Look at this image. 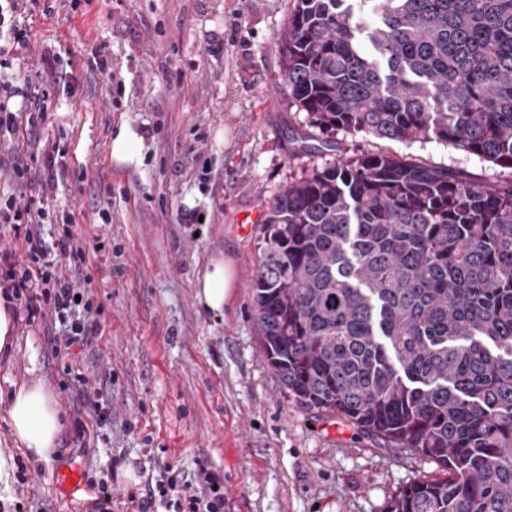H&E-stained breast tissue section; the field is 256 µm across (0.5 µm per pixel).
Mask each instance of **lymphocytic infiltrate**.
I'll return each instance as SVG.
<instances>
[{
    "mask_svg": "<svg viewBox=\"0 0 512 512\" xmlns=\"http://www.w3.org/2000/svg\"><path fill=\"white\" fill-rule=\"evenodd\" d=\"M27 3L28 0H0V58L16 62L11 74H0V130H14L19 114L27 111L29 103L45 98L48 86L55 82L51 72L40 80H33L25 67L29 40L18 17L25 12ZM45 168L40 197L29 198L21 204L16 195L0 193V224L22 227L26 244V258L22 261L14 252L0 251V275L11 281L14 289L25 290L20 310L27 323L50 314L65 326V340L56 346L54 354L68 358L73 347L88 345L92 336L100 333L101 324L94 318L89 303L77 300V290L72 283L61 279L55 271L62 258L71 268L81 269L88 257L86 242L71 231L53 245L42 241L40 226L45 206L56 191L59 179L66 174L65 169L56 168L54 153L50 150L45 153ZM200 475L201 486H181L170 465L159 466L155 489L142 498L139 512H155L160 501L173 507L174 512H224L223 477L205 468Z\"/></svg>",
    "mask_w": 512,
    "mask_h": 512,
    "instance_id": "1",
    "label": "lymphocytic infiltrate"
}]
</instances>
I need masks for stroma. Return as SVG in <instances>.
Wrapping results in <instances>:
<instances>
[{
  "mask_svg": "<svg viewBox=\"0 0 512 512\" xmlns=\"http://www.w3.org/2000/svg\"><path fill=\"white\" fill-rule=\"evenodd\" d=\"M295 0H56L50 17L26 14L28 70L65 62L44 120L0 133V188L42 194L12 159L39 170L59 148L67 174L41 226L55 240L65 216L98 239L82 272H59L100 311V336L76 358L51 350L58 326L16 322L0 356V449L25 478L0 512H138L170 464L196 483L200 467L224 477V512H384L413 480L439 478L432 461L310 410L289 397L258 339L250 280L273 198L314 170L380 153L455 171L487 186L512 169L435 137L378 139L326 132L285 86L277 36ZM141 138V166L112 157L121 128ZM231 259L234 289L222 311L196 298L203 269ZM39 379L68 426L58 456L33 462L14 445L7 411L20 385ZM108 402L100 424L95 405ZM84 473L64 492L57 476ZM134 479H127L126 470ZM107 481L100 494L99 481Z\"/></svg>",
  "mask_w": 512,
  "mask_h": 512,
  "instance_id": "35a3bbf8",
  "label": "stroma"
}]
</instances>
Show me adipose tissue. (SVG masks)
Masks as SVG:
<instances>
[{"label": "adipose tissue", "mask_w": 512, "mask_h": 512, "mask_svg": "<svg viewBox=\"0 0 512 512\" xmlns=\"http://www.w3.org/2000/svg\"><path fill=\"white\" fill-rule=\"evenodd\" d=\"M233 285L230 263L216 261L198 282L197 299L210 310H222ZM8 420L17 441L32 460H48L61 444L64 422L49 392L31 382L16 388L10 398Z\"/></svg>", "instance_id": "1"}]
</instances>
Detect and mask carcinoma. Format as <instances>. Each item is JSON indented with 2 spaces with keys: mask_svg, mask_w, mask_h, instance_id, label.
<instances>
[{
  "mask_svg": "<svg viewBox=\"0 0 512 512\" xmlns=\"http://www.w3.org/2000/svg\"><path fill=\"white\" fill-rule=\"evenodd\" d=\"M371 2L366 26L350 0H296L288 95L326 131L512 169V0ZM262 241L254 318L282 387L444 471L385 512H512V182L339 160L273 199Z\"/></svg>",
  "mask_w": 512,
  "mask_h": 512,
  "instance_id": "obj_1",
  "label": "carcinoma"
}]
</instances>
